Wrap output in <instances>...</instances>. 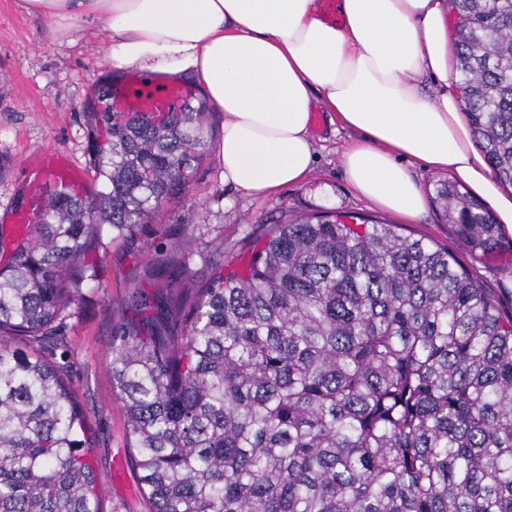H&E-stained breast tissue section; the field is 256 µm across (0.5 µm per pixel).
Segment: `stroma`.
Instances as JSON below:
<instances>
[{
    "instance_id": "stroma-1",
    "label": "stroma",
    "mask_w": 512,
    "mask_h": 512,
    "mask_svg": "<svg viewBox=\"0 0 512 512\" xmlns=\"http://www.w3.org/2000/svg\"><path fill=\"white\" fill-rule=\"evenodd\" d=\"M49 23L20 12L15 0H0V255L12 243L7 215L36 171L34 154L63 156L92 181L84 104L99 77L110 74L105 33L98 23L52 38ZM210 148L192 182L162 202L156 222L119 233L104 228L88 256L90 280L83 298L61 325L37 341L44 358L58 366L79 404L94 448L96 482L103 512H149L132 462L127 424L112 389V337L135 315L132 294L170 296L185 318L215 271L245 273L253 255L278 225L326 213H354L397 225L400 233L448 248L463 268L512 314V254L478 259L434 208L404 221L375 206L348 184L340 156L353 132L332 123L324 110L312 114L316 143L310 177L259 198L224 183L215 145L222 113L207 116Z\"/></svg>"
}]
</instances>
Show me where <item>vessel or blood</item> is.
I'll list each match as a JSON object with an SVG mask.
<instances>
[{
    "label": "vessel or blood",
    "instance_id": "obj_1",
    "mask_svg": "<svg viewBox=\"0 0 512 512\" xmlns=\"http://www.w3.org/2000/svg\"><path fill=\"white\" fill-rule=\"evenodd\" d=\"M181 84L169 82L158 84L146 81L138 75H130L115 84L112 106L119 112L178 111L183 100ZM83 181L82 173L68 162L52 154L42 155L39 173L25 189L26 204L22 209L10 211L19 237H26L42 220L43 209L50 193L59 189H78Z\"/></svg>",
    "mask_w": 512,
    "mask_h": 512
}]
</instances>
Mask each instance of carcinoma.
Instances as JSON below:
<instances>
[{
    "instance_id": "1",
    "label": "carcinoma",
    "mask_w": 512,
    "mask_h": 512,
    "mask_svg": "<svg viewBox=\"0 0 512 512\" xmlns=\"http://www.w3.org/2000/svg\"><path fill=\"white\" fill-rule=\"evenodd\" d=\"M476 146L512 188V0H448ZM89 112L104 189L56 191L0 265V512H102L81 413L16 342L79 301L104 226L144 224L206 150L205 105ZM433 201L471 253L512 252L485 206ZM112 338V389L152 512H512V316L446 248L382 222L281 224L244 275L217 272Z\"/></svg>"
}]
</instances>
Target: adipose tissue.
<instances>
[{
  "label": "adipose tissue",
  "mask_w": 512,
  "mask_h": 512,
  "mask_svg": "<svg viewBox=\"0 0 512 512\" xmlns=\"http://www.w3.org/2000/svg\"><path fill=\"white\" fill-rule=\"evenodd\" d=\"M54 33L98 21L112 69L193 74L224 114V181L263 197L304 182L316 160V106L355 132L341 154L353 190L405 219L427 208L402 166L449 172L493 202L512 234V194L480 156L452 88L447 0H16ZM441 82L426 92L423 77Z\"/></svg>",
  "instance_id": "obj_1"
}]
</instances>
